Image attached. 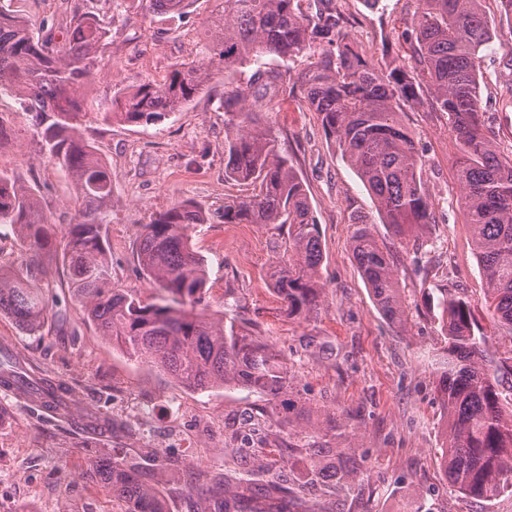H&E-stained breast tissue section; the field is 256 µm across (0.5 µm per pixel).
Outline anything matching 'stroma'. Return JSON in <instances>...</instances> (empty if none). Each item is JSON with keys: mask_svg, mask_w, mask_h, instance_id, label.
<instances>
[{"mask_svg": "<svg viewBox=\"0 0 512 512\" xmlns=\"http://www.w3.org/2000/svg\"><path fill=\"white\" fill-rule=\"evenodd\" d=\"M352 42L375 65L385 54L410 62L402 31L417 0H337ZM23 16L32 32L67 37L74 8L103 16L109 44L97 56L96 76L85 89L81 129L112 180L110 222L105 227L112 283L147 303L157 292L138 264L137 243L146 224L174 204L191 201L208 221L191 231L207 260L209 313L245 324L285 359L289 398L302 406L300 424L332 413L320 444L350 449L365 481L360 491L318 488L302 502L288 499L289 480L304 470L303 455L282 454L288 431L279 400L225 387L187 389L158 369L125 356L83 317L62 267L44 286L47 317L29 335L0 315V353L25 369L63 380L72 408L112 418L118 430L94 443L36 397L0 391V512H127L109 488L85 480L96 457L123 461L141 448L156 449L163 467L153 480L166 512H218L181 479L184 469L202 476L231 465L241 435L258 441L252 460L258 485L283 512H512V495L484 502L450 491L441 461L446 427L432 367L443 341L436 308L440 289L482 301V276L466 217L458 202L459 154L446 116L404 107L401 119L422 155V176L436 214L418 246L399 243L371 193L327 139L316 113L284 96L268 121L279 153L302 178L316 217L324 261L319 305L305 317L288 316L268 279L282 253L287 228L228 224L226 201L250 195L251 186L224 179V74L213 71L206 90L163 121L138 126L102 117L114 92L145 80L162 82L175 64L195 58L208 0L177 14H145L141 0H0ZM512 36L494 40L480 65L481 109L501 152L512 151V108L499 102L512 82ZM0 172L37 192L51 223H72L78 208L65 171L49 161L32 125L11 96L0 97ZM363 216L390 248L409 309L405 324L384 318L361 278L351 249L353 216ZM65 314L66 326L56 317Z\"/></svg>", "mask_w": 512, "mask_h": 512, "instance_id": "1", "label": "stroma"}]
</instances>
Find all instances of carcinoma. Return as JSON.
Wrapping results in <instances>:
<instances>
[{
  "label": "carcinoma",
  "mask_w": 512,
  "mask_h": 512,
  "mask_svg": "<svg viewBox=\"0 0 512 512\" xmlns=\"http://www.w3.org/2000/svg\"><path fill=\"white\" fill-rule=\"evenodd\" d=\"M196 2L145 0L144 9L180 13ZM213 2L196 59L176 66L161 83L118 89L104 119L154 124L189 104L212 68L224 69V179L258 184L254 195L224 204V223L288 226V244L268 278L288 315L302 317L322 293L320 232L305 185L277 154L264 113L274 111L285 92L303 99L370 191L383 223L395 237L416 241L436 223V214L422 159L400 113L406 105L427 103L448 115L463 156L461 204L484 288L479 305L446 289L438 299L444 346L435 365L446 415L441 460L448 485L467 498L489 501L512 493V410L506 407L512 383L505 384L512 380V350L489 354V336L479 321L482 311L500 334L512 337V154L496 149L480 111L479 59L498 36L483 13V0H418V15L402 32L412 50L409 68L395 57L380 68L366 60L349 40L336 0H312L307 8L304 0ZM68 31L65 43L55 45L50 37L35 36L22 17L0 11V95L22 101L46 153L67 172L81 201L74 222L59 228L48 222L33 190L0 173V227L48 258L22 275L0 272V315L30 334L38 332L46 312L41 282L59 258L86 319L128 357L195 391L234 385L279 396L289 386L281 354L203 307L207 266L188 231L207 223L208 216L196 203L173 205L141 235L137 259L159 288L156 301L145 303L112 286L104 244L112 182L78 123L82 94L92 81L96 54L108 44L109 28L99 14L78 9ZM246 67L251 68L247 78L236 80ZM354 224L358 271L382 314L402 325L408 312L393 255L370 224ZM13 384L88 433H112L108 418L72 416L63 382L34 378L17 358L4 356L0 385ZM321 423L304 428L309 442L301 492L320 485L331 468L337 482L350 489L362 485L346 449L311 442ZM254 456L251 448L235 449V467L199 486L204 496H221L218 512H245L257 498L246 469ZM86 476L131 503V512H143L145 503L152 505L150 512H164L150 472L137 463L97 460Z\"/></svg>",
  "instance_id": "1"
}]
</instances>
